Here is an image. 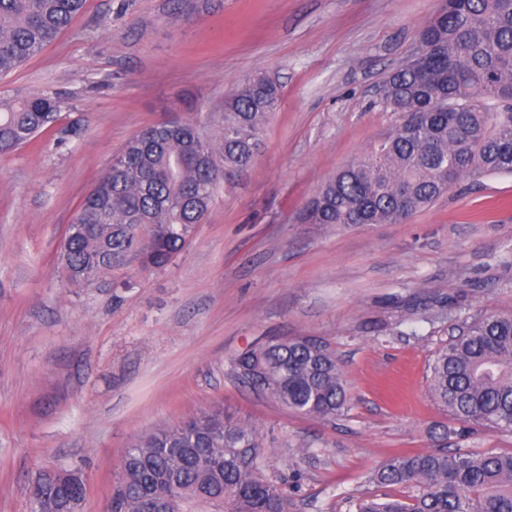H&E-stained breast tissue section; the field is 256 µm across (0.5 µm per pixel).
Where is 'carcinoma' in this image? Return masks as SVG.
<instances>
[{
  "instance_id": "1",
  "label": "carcinoma",
  "mask_w": 512,
  "mask_h": 512,
  "mask_svg": "<svg viewBox=\"0 0 512 512\" xmlns=\"http://www.w3.org/2000/svg\"><path fill=\"white\" fill-rule=\"evenodd\" d=\"M86 0H0V77L16 72L70 26ZM420 47L384 79V103L401 119L391 132L324 182L303 224H395L454 184L512 174V0H442L419 33ZM279 86L244 80L224 98L219 140L191 119L151 126L116 156L83 199L63 254L86 280L147 251L166 265L203 223L220 181L247 170L259 133L276 111ZM48 95L0 97V154L59 120ZM232 373L286 409L331 418L347 390L336 352L307 336L272 339L240 353ZM432 396L463 424L512 432V314L465 322L430 365ZM256 428L201 411L124 451L111 512H294V500L264 473ZM67 474L30 512H71L85 485ZM408 495L365 494L354 512H512V453L436 449L402 454L368 478Z\"/></svg>"
}]
</instances>
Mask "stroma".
<instances>
[{
	"label": "stroma",
	"mask_w": 512,
	"mask_h": 512,
	"mask_svg": "<svg viewBox=\"0 0 512 512\" xmlns=\"http://www.w3.org/2000/svg\"><path fill=\"white\" fill-rule=\"evenodd\" d=\"M441 0H87L0 96L47 94L79 135L0 156V512H30L37 472L71 465L82 512H104L138 437L198 412L251 423L266 474L299 512H353L403 453L512 452L461 424L429 365L462 316L512 313V175L461 182L397 224L299 220L337 170L400 116L383 76ZM263 74L282 97L251 166L220 183L191 243L70 285L59 250L82 198L139 131L193 119L221 134L224 97ZM335 350L344 415L290 412L240 384L232 360L271 338Z\"/></svg>",
	"instance_id": "obj_1"
}]
</instances>
